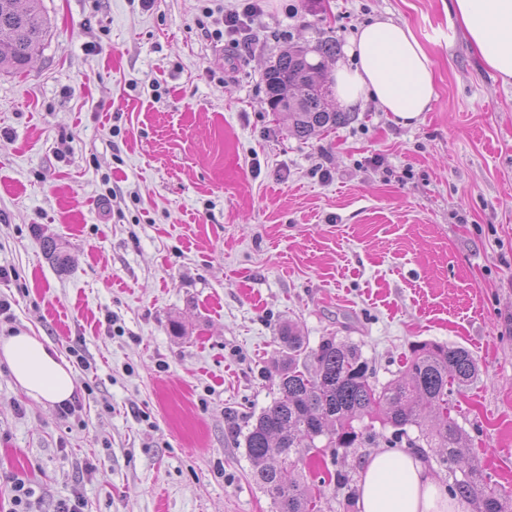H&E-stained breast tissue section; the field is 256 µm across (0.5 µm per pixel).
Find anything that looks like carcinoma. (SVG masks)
I'll return each instance as SVG.
<instances>
[{"instance_id":"carcinoma-1","label":"carcinoma","mask_w":512,"mask_h":512,"mask_svg":"<svg viewBox=\"0 0 512 512\" xmlns=\"http://www.w3.org/2000/svg\"><path fill=\"white\" fill-rule=\"evenodd\" d=\"M48 22L42 0H0V73L26 68L44 47ZM316 53L319 60L309 57ZM336 55V41L325 38L314 49L292 45L264 72L268 105L288 115V132L302 140L349 120L334 109L332 91L323 78L325 60ZM43 249L62 269L69 258L53 238ZM278 397L244 436L254 464L255 483L273 500L276 512H314L311 489L297 471L294 456L328 437L329 448H350L364 438L353 422L380 420L394 428V444L414 426L413 440L442 449L453 481L448 493L474 503L476 512H505L502 490L492 485L479 460L465 456V434L448 417V391L471 382L478 372L470 352L458 346L422 341L413 344L396 378L383 386L359 348L322 339L307 350L292 326L281 331Z\"/></svg>"}]
</instances>
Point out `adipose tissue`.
I'll return each instance as SVG.
<instances>
[{"label":"adipose tissue","instance_id":"1","mask_svg":"<svg viewBox=\"0 0 512 512\" xmlns=\"http://www.w3.org/2000/svg\"><path fill=\"white\" fill-rule=\"evenodd\" d=\"M455 14L486 66L512 78V0H454ZM337 63L333 90L341 107L378 102L397 122L411 124L435 97L433 62L411 30L384 18L361 25ZM0 359L16 383L37 402L71 400L74 373L42 337L20 333L0 338ZM360 512H463L432 477L421 454L409 448L378 452L359 469Z\"/></svg>","mask_w":512,"mask_h":512}]
</instances>
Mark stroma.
Returning a JSON list of instances; mask_svg holds the SVG:
<instances>
[{
	"label": "stroma",
	"instance_id": "1",
	"mask_svg": "<svg viewBox=\"0 0 512 512\" xmlns=\"http://www.w3.org/2000/svg\"><path fill=\"white\" fill-rule=\"evenodd\" d=\"M50 29L0 74V336L44 337L78 409L28 397L0 361V512H275L244 436L277 394L280 328L358 346L378 385L411 346L466 348L449 398L466 446L512 495V80L489 71L454 0H260L243 56L209 30L237 0H43ZM212 17H204L203 7ZM407 26L436 97L411 125L371 99L325 136H288L262 76L293 44ZM59 239V269L43 248ZM85 364H78V357ZM304 451L319 512H359L391 427Z\"/></svg>",
	"mask_w": 512,
	"mask_h": 512
}]
</instances>
